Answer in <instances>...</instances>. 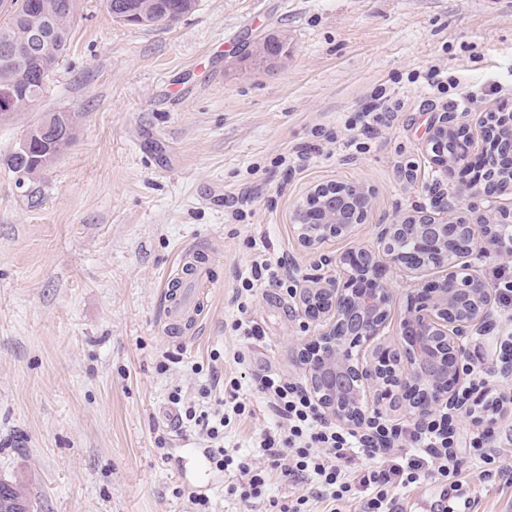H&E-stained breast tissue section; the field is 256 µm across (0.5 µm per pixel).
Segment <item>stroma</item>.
<instances>
[{
	"mask_svg": "<svg viewBox=\"0 0 512 512\" xmlns=\"http://www.w3.org/2000/svg\"><path fill=\"white\" fill-rule=\"evenodd\" d=\"M274 33L288 58L253 71L248 49ZM433 66L447 94L423 90ZM462 86L472 100L457 118L478 140L485 113L512 109V0H198L150 27L80 0L45 97L0 121V476L30 481L35 512H193L171 458L205 442L179 426L170 392L189 401L201 377L217 390L240 378L253 414L224 444L245 450L275 421L252 377H303L295 341L311 330L284 290L252 302L261 337L230 330L240 273L262 256L332 275L340 255L378 247L381 225L432 210L448 182L424 144ZM377 94L396 110L357 148ZM58 109L80 124L33 203L6 159ZM304 144L313 153L285 170L280 157ZM329 182L370 188L373 208L315 255L292 214ZM244 195L248 214L233 216L227 200ZM187 246L208 252L210 285L199 331L178 336L162 325V290ZM437 275L387 267L395 300L379 343L395 347L407 293Z\"/></svg>",
	"mask_w": 512,
	"mask_h": 512,
	"instance_id": "35a3bbf8",
	"label": "stroma"
}]
</instances>
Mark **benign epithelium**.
I'll list each match as a JSON object with an SVG mask.
<instances>
[{"mask_svg": "<svg viewBox=\"0 0 512 512\" xmlns=\"http://www.w3.org/2000/svg\"><path fill=\"white\" fill-rule=\"evenodd\" d=\"M56 0H40L27 15L21 40L3 42L5 56L19 63L33 58L52 71L59 57L53 51L58 36ZM483 135L484 166L459 191L473 199L469 216L448 204L439 214L417 211L383 226L381 250L358 249L338 260V275L301 273L288 266L296 281L295 295L306 323L317 333L297 344V358L310 395L324 417L344 426H357L370 414L364 395L373 390L381 401L403 408L416 418H429L461 406L462 360L474 336H489L496 327L493 288L473 266L489 255L504 266L512 264V213L492 211L494 200L512 190V113L496 112ZM48 120L25 133L15 155L32 156L34 142L52 152ZM465 127L456 116L442 113L426 140L425 150L444 176H451L473 158V141L465 151L450 145ZM373 207L372 192L355 184H326L312 189L294 211L300 246L315 252L326 241L348 234ZM414 240L410 252L395 242ZM408 269L433 267L439 278L411 291L397 330L402 352L376 350L361 361L353 349L381 335L394 294L383 272L387 265Z\"/></svg>", "mask_w": 512, "mask_h": 512, "instance_id": "benign-epithelium-1", "label": "benign epithelium"}]
</instances>
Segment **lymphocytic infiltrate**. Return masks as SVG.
<instances>
[{
  "mask_svg": "<svg viewBox=\"0 0 512 512\" xmlns=\"http://www.w3.org/2000/svg\"><path fill=\"white\" fill-rule=\"evenodd\" d=\"M240 282L239 316L232 327L257 338L261 331L249 318L247 297L263 284L287 287L288 277L280 264L260 259L241 274ZM241 387L233 378L225 386L228 399L214 398L212 386L203 384L198 401H185L178 390L170 393L169 401L176 405L179 419L200 426L215 464L229 472V488L239 491L242 499L260 498L270 467L286 480L302 476L314 482L328 512H348L354 506L359 512H399L404 496L425 483L437 488L435 512H448L451 500L475 472L484 480L496 478L512 486V469L503 463L493 430L461 436L444 411L407 428L373 416L363 425L346 429L326 420L299 383L275 372L253 382L281 421L280 426L263 431L255 446L267 468L253 467L247 458L229 454L224 447V429L231 416L246 412L239 399ZM361 490L368 493L362 501L356 498Z\"/></svg>",
  "mask_w": 512,
  "mask_h": 512,
  "instance_id": "obj_1",
  "label": "lymphocytic infiltrate"
}]
</instances>
